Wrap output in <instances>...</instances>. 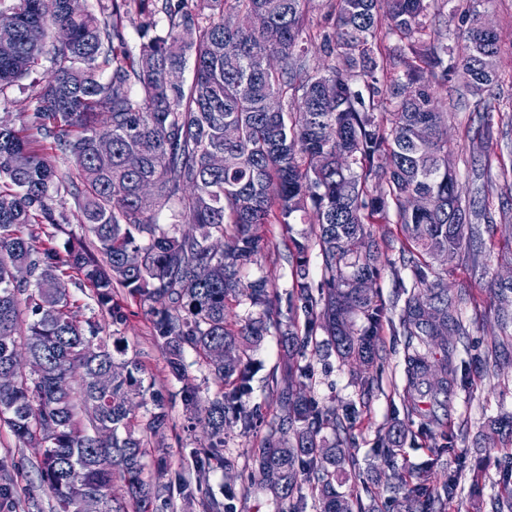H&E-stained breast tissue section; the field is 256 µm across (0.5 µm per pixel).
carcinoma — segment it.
Segmentation results:
<instances>
[{
    "label": "carcinoma",
    "instance_id": "carcinoma-1",
    "mask_svg": "<svg viewBox=\"0 0 512 512\" xmlns=\"http://www.w3.org/2000/svg\"><path fill=\"white\" fill-rule=\"evenodd\" d=\"M306 2L99 0L98 16L68 0L0 7V26L16 31L10 49L0 50V90L44 54L54 64L35 85L33 111L17 124L0 117V372L15 377L0 388V424L42 450L41 480L60 512H80L91 495L102 512H150L168 494L144 477L143 463L145 436L167 429L164 398L151 394V408L136 414L134 399L145 397L142 364L121 341L101 340L94 322L83 328L70 293L58 288L72 272L117 321L118 289L154 303L152 335L163 341L177 379H186V349L203 358L222 389L203 406L187 385L183 403L203 415L210 455L222 462L224 423L245 433L256 427L257 411L246 403L247 351L280 330L271 281L245 272L264 249L259 229L290 231L288 302H299L307 321L302 335L288 329V347L304 348L320 329L328 350L366 366L387 315L371 285L395 265L373 227L395 224L405 238L399 261L413 281L400 312L406 386L452 391L457 368L448 337L466 334L456 309L464 294L449 297L432 266L462 248L474 222L511 223L512 207L462 198L448 158V105L432 85L446 87L449 75L461 73L455 105L471 106L512 141V110L494 92L497 34L484 28L472 0H457L466 27L461 53L447 64L448 25L429 15L433 0H325L331 33L312 24ZM133 13L146 17L136 52L124 34ZM228 13L244 21L264 15L277 41L244 23L226 24ZM31 28L39 39L27 37ZM383 32L395 44L385 46ZM190 59L191 79L171 85L167 73L185 70ZM101 139L112 141L111 153L97 151ZM50 154L73 158L76 179L59 176ZM215 154L223 157L220 168L209 163ZM16 155L25 167L14 166ZM61 194L76 201L90 247L34 244L31 225L61 231L68 223L55 203ZM164 210L169 222L161 224ZM294 224L309 232L291 234ZM214 238L224 239V252L210 248ZM313 246L318 281L309 272ZM20 265L30 271L25 281L15 277ZM233 301L253 312L229 322ZM103 374L112 375V388H96ZM279 406L252 453L261 484L288 502L279 512H303L304 483L319 512H366L358 497L337 490L358 466L341 419L313 407L291 383ZM401 435L395 423L379 438L386 461ZM502 472L507 497L491 499V512L512 510V460ZM116 479L124 499L111 493ZM394 479L406 490V512H445L458 492L452 475L438 489L409 474Z\"/></svg>",
    "mask_w": 512,
    "mask_h": 512
}]
</instances>
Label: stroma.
<instances>
[{
  "mask_svg": "<svg viewBox=\"0 0 512 512\" xmlns=\"http://www.w3.org/2000/svg\"><path fill=\"white\" fill-rule=\"evenodd\" d=\"M497 28L501 53L498 70L499 92L506 104L512 105V0H478L476 5ZM50 59H42L29 75L0 91V117L17 119L19 113L31 111L33 84L48 76ZM475 118L462 110L448 120V151L457 156L459 183L470 197L498 198L501 189L490 184L488 177L500 170L512 169V149L490 133L473 146L464 144V128ZM266 248L257 263L247 268L248 274L264 275L277 292V306L282 322L304 328V311L289 307L291 266L285 242L288 235L278 224L262 229ZM512 252V228L503 224H483L467 239L461 253L435 270L448 284L449 295L467 293L459 306V316L467 328L466 336L454 338L455 363L461 383L448 403L435 405L424 396L425 408L435 410L439 423L432 433L422 434L418 420L408 419L404 402L405 338L399 322L405 293L412 285L404 269H384L376 281L379 301L387 310L378 340V354L368 377L355 374L352 367L336 355L327 353L324 334H316L302 352V362L311 366L305 381L308 397L322 409L335 411L348 427V446L355 454L360 475L348 481V490L358 493L374 512H403L401 496L392 491L393 470L423 475L428 486L437 488L448 475H457L458 495L447 512H477L468 494L473 472L482 476L483 494L492 497L502 488L498 459L512 454V437L490 436V421L512 415V335H504L503 326L512 327V294L500 295L496 281L507 280L512 266L504 264L502 253ZM68 290L78 303L79 320L97 324L106 340L121 338L129 350L137 352L143 365L141 375L146 392H159L169 401V426L164 443L148 441L144 456V475L170 486L165 504L157 512H205L209 498L225 503L229 512H277L270 494L250 484L251 451L259 447L267 433L265 424L279 408L275 390L285 387L288 376L283 363L288 358L286 337L273 332L248 353L252 374L250 407L261 414L265 424L250 433L239 427L224 428V458L227 467L207 463L208 433L200 420L191 419L184 409L182 384L170 372L167 355L150 334V306L118 291L114 303L125 316L116 322L99 311L92 290L79 280L68 283ZM503 345L510 361L501 366L473 364L476 356H486L496 345ZM402 423L405 436L395 466H388L374 449L378 439L393 423ZM452 430L454 450L435 456V448L444 444L443 433ZM40 451L19 443L7 426H0V469L8 476L9 490L0 496V512H58L53 493L42 482L39 473Z\"/></svg>",
  "mask_w": 512,
  "mask_h": 512,
  "instance_id": "obj_1",
  "label": "stroma"
}]
</instances>
